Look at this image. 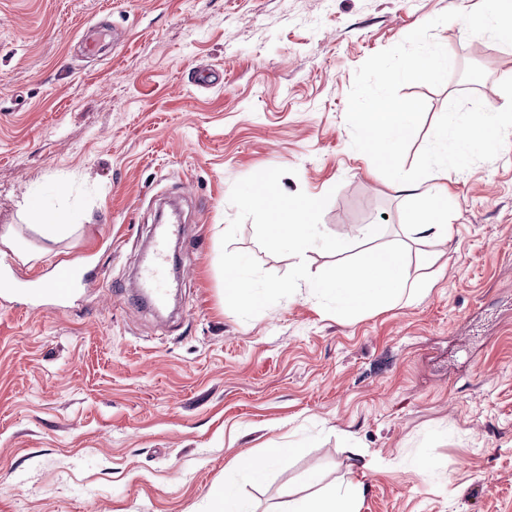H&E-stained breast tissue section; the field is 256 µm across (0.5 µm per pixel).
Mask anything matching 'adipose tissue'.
Returning <instances> with one entry per match:
<instances>
[{
	"mask_svg": "<svg viewBox=\"0 0 512 512\" xmlns=\"http://www.w3.org/2000/svg\"><path fill=\"white\" fill-rule=\"evenodd\" d=\"M417 120L416 112L398 100L382 97L358 116L359 156L381 163L403 191L419 198L423 208L417 212L408 232L413 241L422 242L447 236L455 201L446 180L449 168L457 167L469 156L489 150L495 133L512 125V110L493 108L477 118L439 136L438 164L427 177L409 176L394 164V157ZM309 494L289 498L283 512H361L364 489L358 483H339L326 488L317 474H309Z\"/></svg>",
	"mask_w": 512,
	"mask_h": 512,
	"instance_id": "1",
	"label": "adipose tissue"
}]
</instances>
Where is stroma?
<instances>
[{"label":"stroma","mask_w":512,"mask_h":512,"mask_svg":"<svg viewBox=\"0 0 512 512\" xmlns=\"http://www.w3.org/2000/svg\"><path fill=\"white\" fill-rule=\"evenodd\" d=\"M482 8L0 0V231H20L0 244V512H207L228 481L251 512H280L311 472L361 482L362 512H512V129L449 170L446 241H410L420 201L355 148L374 96L415 107L395 161L417 177L441 126L512 97V50L468 25ZM101 22L109 48L85 57L78 41ZM435 51L440 79L378 84V69ZM200 67L223 81L197 87ZM271 167L289 168L285 192L329 196L326 233L381 225L431 290L339 318L301 289L237 316L219 269L230 193ZM164 192L191 197L197 247L169 285L187 310L174 321L118 293ZM33 199L77 231L46 245L27 228ZM231 248L276 274L296 263L249 220ZM66 262L104 287L55 300ZM292 443L262 481L235 469Z\"/></svg>","instance_id":"obj_1"}]
</instances>
